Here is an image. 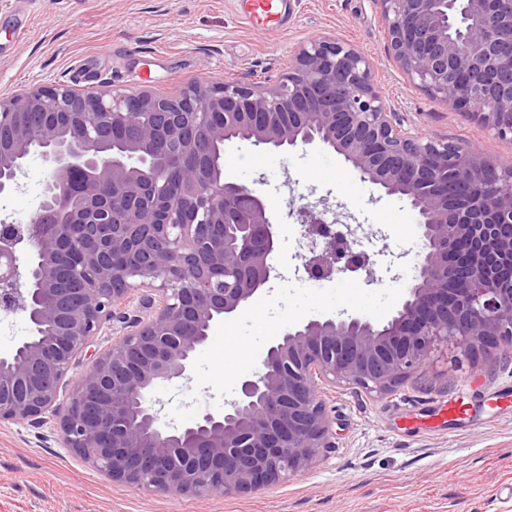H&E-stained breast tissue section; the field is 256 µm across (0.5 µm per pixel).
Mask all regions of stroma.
Returning <instances> with one entry per match:
<instances>
[{"label":"stroma","mask_w":512,"mask_h":512,"mask_svg":"<svg viewBox=\"0 0 512 512\" xmlns=\"http://www.w3.org/2000/svg\"><path fill=\"white\" fill-rule=\"evenodd\" d=\"M28 2L30 26L20 37L15 0H0L2 94L56 84L170 94L197 79L274 82L309 39L335 36L368 57L405 127L512 168V140L431 95L390 56L377 0H291L293 15L275 32L245 23L236 0ZM224 171L271 204L275 276L238 314L213 325L190 379L154 386L172 427L223 411L287 331L341 312L384 321L417 261L408 201L361 180L331 149L237 142L224 154ZM46 178L41 158L28 157L23 189L0 196V221L28 218ZM306 204L362 225L377 282L359 272L307 278L310 242L295 214ZM322 398L336 445L313 468L269 488L197 497L112 482L63 448L59 418L39 427L2 423L0 512H512V365L494 355L472 363L442 349L392 392L341 382Z\"/></svg>","instance_id":"stroma-1"}]
</instances>
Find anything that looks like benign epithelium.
I'll return each mask as SVG.
<instances>
[{"label":"benign epithelium","mask_w":512,"mask_h":512,"mask_svg":"<svg viewBox=\"0 0 512 512\" xmlns=\"http://www.w3.org/2000/svg\"><path fill=\"white\" fill-rule=\"evenodd\" d=\"M388 46L419 85L512 136V0H378ZM235 139L283 150L319 143L362 179L405 197L423 241L417 275L389 320H311L286 332L224 412L171 428L150 397L188 380L213 324L270 280L271 206L235 181L211 180ZM48 170L25 224L0 226V307L29 334L0 357V423H45L61 381L106 325L120 337L81 376L60 419L62 444L115 483L196 496L268 487L336 447L321 385L387 393L441 347L512 361V169L404 127L373 65L335 37L304 44L275 83L192 81L148 91L39 87L0 99V194L26 159ZM323 249L312 279L363 272L354 232L300 208ZM28 255L20 287L19 248ZM144 290L148 318L127 309Z\"/></svg>","instance_id":"7a95c632"}]
</instances>
